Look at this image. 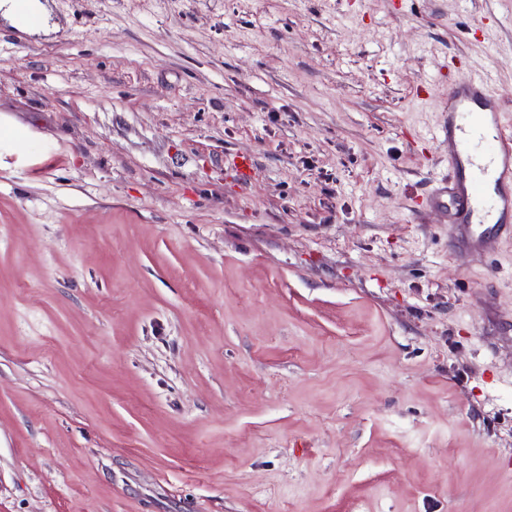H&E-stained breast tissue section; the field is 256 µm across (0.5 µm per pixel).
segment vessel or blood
Returning <instances> with one entry per match:
<instances>
[{"label": "vessel or blood", "instance_id": "obj_1", "mask_svg": "<svg viewBox=\"0 0 512 512\" xmlns=\"http://www.w3.org/2000/svg\"><path fill=\"white\" fill-rule=\"evenodd\" d=\"M448 175L425 204L443 214L456 256H494L512 238V127L487 77L470 75L448 87Z\"/></svg>", "mask_w": 512, "mask_h": 512}]
</instances>
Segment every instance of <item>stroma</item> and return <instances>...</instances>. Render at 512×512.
<instances>
[{
	"label": "stroma",
	"mask_w": 512,
	"mask_h": 512,
	"mask_svg": "<svg viewBox=\"0 0 512 512\" xmlns=\"http://www.w3.org/2000/svg\"><path fill=\"white\" fill-rule=\"evenodd\" d=\"M47 4L0 23V512H512V240L415 205L449 84L512 118V0Z\"/></svg>",
	"instance_id": "stroma-1"
}]
</instances>
